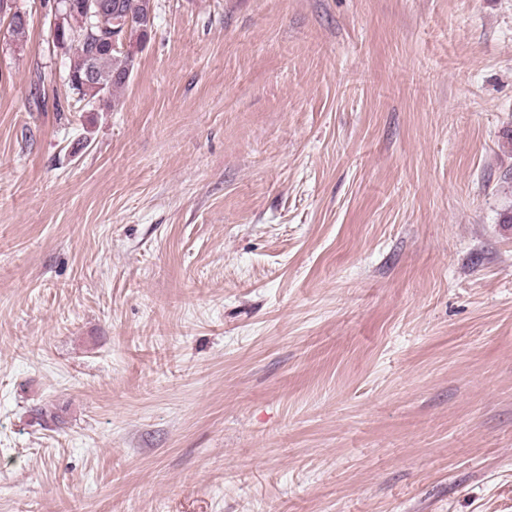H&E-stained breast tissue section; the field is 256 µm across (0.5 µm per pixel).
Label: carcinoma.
I'll use <instances>...</instances> for the list:
<instances>
[{"instance_id": "cac0c4a2", "label": "carcinoma", "mask_w": 512, "mask_h": 512, "mask_svg": "<svg viewBox=\"0 0 512 512\" xmlns=\"http://www.w3.org/2000/svg\"><path fill=\"white\" fill-rule=\"evenodd\" d=\"M110 3L111 19H131L135 22L130 32L131 39L142 44L150 38L155 20V0H110ZM61 37L60 50L68 54L69 58L66 75L81 76L92 66L100 76L98 81H83L77 86L69 87L72 94L89 106L110 101L112 107H118V94L133 74L137 65L136 58L113 49H95L73 39L66 26L63 27Z\"/></svg>"}]
</instances>
